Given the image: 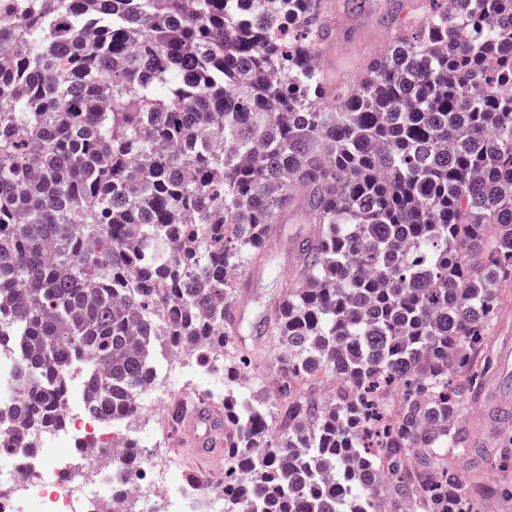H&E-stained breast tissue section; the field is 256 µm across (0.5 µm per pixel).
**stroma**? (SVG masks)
I'll return each mask as SVG.
<instances>
[{
  "label": "stroma",
  "instance_id": "obj_1",
  "mask_svg": "<svg viewBox=\"0 0 512 512\" xmlns=\"http://www.w3.org/2000/svg\"><path fill=\"white\" fill-rule=\"evenodd\" d=\"M401 0H333L325 16L332 30L319 57L328 83L353 85L368 63L387 44L389 35L402 29L406 18ZM278 230L260 258L243 269L251 281L242 298L240 332L234 342L252 363L246 370L253 393L266 399L269 421L279 427V394L268 382L277 372L282 351L273 345L266 321L283 298L284 283L295 274V241L308 225L301 212L280 215ZM488 324L487 345L473 358L469 374L474 396L460 406V424L477 449L464 455L457 449L437 453L413 449L407 467L418 479L445 472L460 482L462 500L474 512H512V282L503 285Z\"/></svg>",
  "mask_w": 512,
  "mask_h": 512
}]
</instances>
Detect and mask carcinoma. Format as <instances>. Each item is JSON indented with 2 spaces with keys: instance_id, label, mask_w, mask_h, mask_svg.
<instances>
[{
  "instance_id": "cac0c4a2",
  "label": "carcinoma",
  "mask_w": 512,
  "mask_h": 512,
  "mask_svg": "<svg viewBox=\"0 0 512 512\" xmlns=\"http://www.w3.org/2000/svg\"><path fill=\"white\" fill-rule=\"evenodd\" d=\"M326 7L15 0L0 14V345L23 348L20 419L63 428L78 370L87 409L119 421L158 337L225 349L230 276L300 194V278L270 329L292 424L276 436L265 403L224 394V488L247 512H376L375 460L403 493L410 448L472 451L455 429L464 371L512 281V0L407 5L415 27L335 91L315 52ZM326 372L359 386L328 407L295 392ZM327 408L377 431L348 433ZM257 440L255 464L239 449ZM426 493L467 512L449 476Z\"/></svg>"
}]
</instances>
